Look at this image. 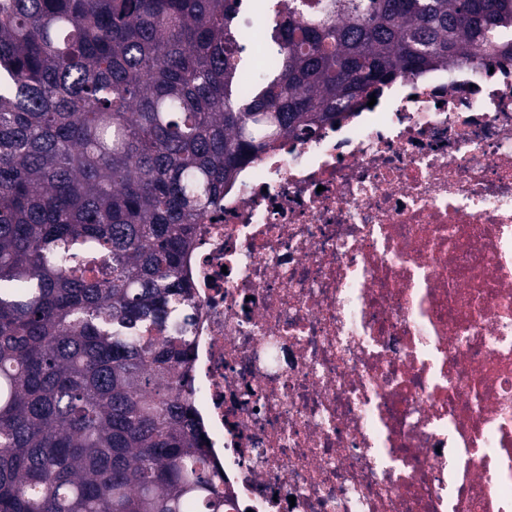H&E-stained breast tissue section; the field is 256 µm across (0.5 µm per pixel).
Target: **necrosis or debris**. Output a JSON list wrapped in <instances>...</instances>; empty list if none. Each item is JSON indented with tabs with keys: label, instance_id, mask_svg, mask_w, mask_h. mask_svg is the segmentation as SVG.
<instances>
[{
	"label": "necrosis or debris",
	"instance_id": "1",
	"mask_svg": "<svg viewBox=\"0 0 512 512\" xmlns=\"http://www.w3.org/2000/svg\"><path fill=\"white\" fill-rule=\"evenodd\" d=\"M183 272L224 512H512V59L245 165Z\"/></svg>",
	"mask_w": 512,
	"mask_h": 512
}]
</instances>
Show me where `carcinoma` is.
<instances>
[{
    "label": "carcinoma",
    "mask_w": 512,
    "mask_h": 512,
    "mask_svg": "<svg viewBox=\"0 0 512 512\" xmlns=\"http://www.w3.org/2000/svg\"><path fill=\"white\" fill-rule=\"evenodd\" d=\"M0 0V512H224L194 409L199 217L379 85L512 58V0Z\"/></svg>",
    "instance_id": "cac0c4a2"
}]
</instances>
